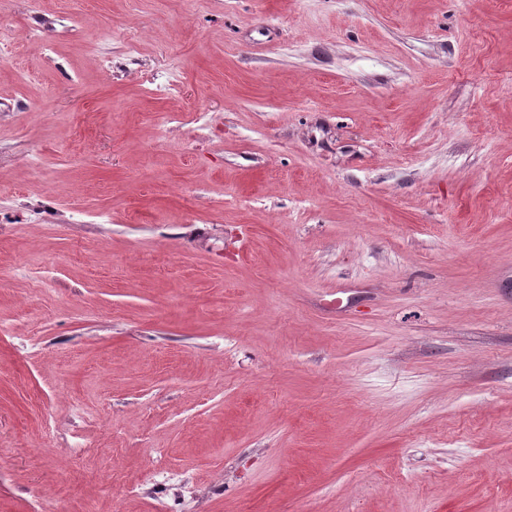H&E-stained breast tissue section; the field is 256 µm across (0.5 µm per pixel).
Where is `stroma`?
Wrapping results in <instances>:
<instances>
[{
	"mask_svg": "<svg viewBox=\"0 0 512 512\" xmlns=\"http://www.w3.org/2000/svg\"><path fill=\"white\" fill-rule=\"evenodd\" d=\"M0 16V512H512V0Z\"/></svg>",
	"mask_w": 512,
	"mask_h": 512,
	"instance_id": "1",
	"label": "stroma"
}]
</instances>
